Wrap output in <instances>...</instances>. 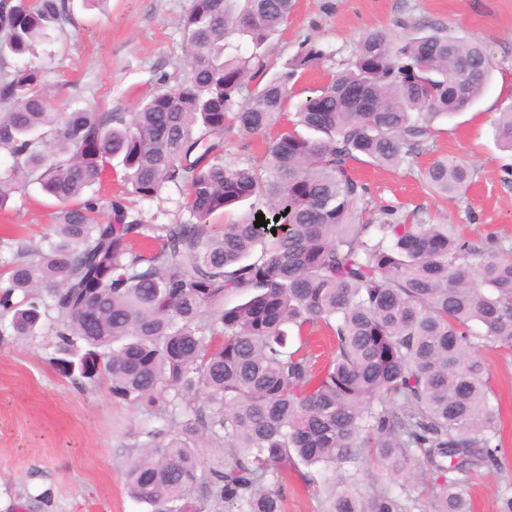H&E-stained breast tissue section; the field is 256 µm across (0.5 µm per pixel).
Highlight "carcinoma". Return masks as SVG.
<instances>
[{"instance_id": "1", "label": "carcinoma", "mask_w": 512, "mask_h": 512, "mask_svg": "<svg viewBox=\"0 0 512 512\" xmlns=\"http://www.w3.org/2000/svg\"><path fill=\"white\" fill-rule=\"evenodd\" d=\"M292 8L190 0L188 73L171 90L160 77L130 116L75 107L62 118L38 91V66L0 75V151L12 160L0 209L31 181L63 204L45 240L5 264L0 335L34 336L49 321L56 352L89 363L82 378L154 408L127 469L150 512H284V472L302 465L310 485L311 469L346 463L382 467L398 490L365 495L345 477L322 512H407V487L427 474L429 512H472V476L505 452L481 351L512 348V258L452 224H406L393 206L359 223L368 187L352 162L394 167L422 153L434 120L485 92L489 53L438 28L400 44L373 29L290 116L288 83L325 59L318 44L248 83ZM65 20V0H0L17 56ZM228 126L276 136L261 157L226 165ZM494 128L512 151V107ZM114 160L127 190L103 202L92 186ZM420 176L452 200L473 172L439 157ZM170 186L185 191L189 218L148 223L137 203ZM245 201L239 222L207 224ZM260 213L278 232L255 226ZM230 296L243 301L228 307ZM316 327L333 341L320 370ZM201 447L220 460L204 465Z\"/></svg>"}]
</instances>
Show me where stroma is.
I'll return each instance as SVG.
<instances>
[{
	"label": "stroma",
	"instance_id": "obj_1",
	"mask_svg": "<svg viewBox=\"0 0 512 512\" xmlns=\"http://www.w3.org/2000/svg\"><path fill=\"white\" fill-rule=\"evenodd\" d=\"M190 0H66L69 20L40 45L42 90L53 110L81 102L98 112H132L155 91L162 74L187 70L180 19ZM425 26L481 42L494 71L485 93L465 112L440 121L427 151L396 167L355 164L369 188L362 221H379L396 207L411 224H454L480 245L512 249V152L503 150L492 121L512 106V0H295L266 50V76L279 72L305 41L327 57L298 73L295 99L321 87L352 60L364 34L386 30L394 42ZM448 156L470 166L469 188L443 202L419 179L432 160ZM56 200L38 184L14 193L0 209V237L21 244L47 233ZM52 332L0 337V512H147L125 485L128 459L143 442L148 408L113 400L105 383L73 379L54 360ZM483 356L499 409L507 454L503 468L475 475L474 512H499L512 490V349Z\"/></svg>",
	"mask_w": 512,
	"mask_h": 512
}]
</instances>
